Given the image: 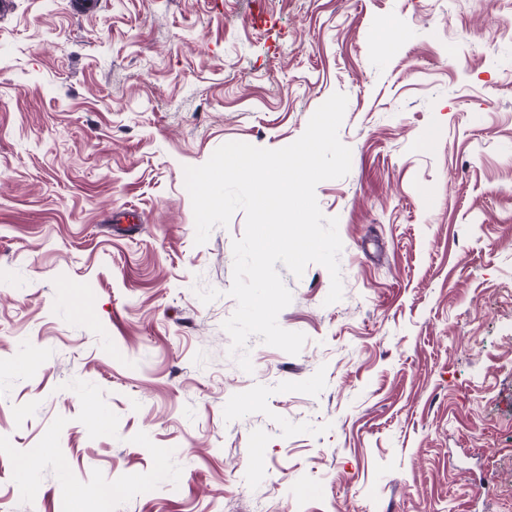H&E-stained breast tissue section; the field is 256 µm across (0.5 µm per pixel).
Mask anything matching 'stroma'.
I'll return each instance as SVG.
<instances>
[{
  "mask_svg": "<svg viewBox=\"0 0 512 512\" xmlns=\"http://www.w3.org/2000/svg\"><path fill=\"white\" fill-rule=\"evenodd\" d=\"M73 2L0 12V512H512V0ZM337 92L343 296L279 267L247 373L184 169Z\"/></svg>",
  "mask_w": 512,
  "mask_h": 512,
  "instance_id": "obj_1",
  "label": "stroma"
}]
</instances>
